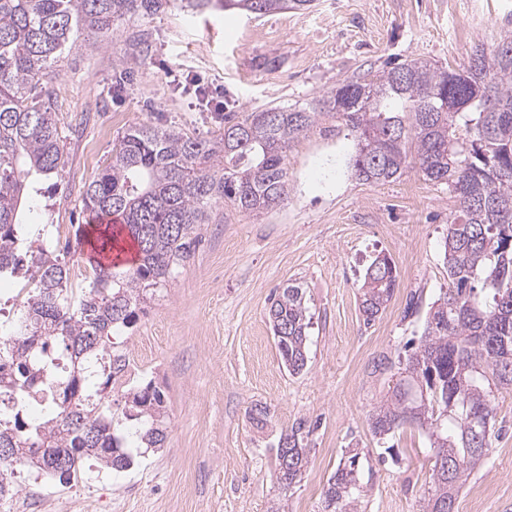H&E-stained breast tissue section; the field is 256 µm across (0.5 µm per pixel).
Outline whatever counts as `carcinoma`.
<instances>
[{
  "mask_svg": "<svg viewBox=\"0 0 512 512\" xmlns=\"http://www.w3.org/2000/svg\"><path fill=\"white\" fill-rule=\"evenodd\" d=\"M169 0H0V269L35 285L0 356V396L47 380L48 416L30 431L0 417V499L12 495L11 476L33 465L69 484L95 459L115 472L136 462L132 447L162 448L167 438L165 396L152 383L129 386V356L111 349L113 333L131 327L148 295L195 254L200 226L229 200L249 212L286 196L288 143L305 134L318 114L333 112L356 133L352 158L360 181L396 179L414 165L428 181L444 183L456 201L443 243L449 288L426 313L417 349L391 364L396 383L368 415L379 439L415 425L434 452L431 491L422 512L455 510L457 496L481 466L494 428L495 391L512 389V31L491 51L478 48L474 67L448 69L412 59L371 78L346 80L311 109L272 107L236 121L209 139L168 127L129 128L112 160L83 196L84 209L119 218L138 252L126 267L88 258L92 278L68 295L70 268L45 244L24 241L17 223L29 178H49L65 166L62 135L44 79L76 46L74 33H104L127 23L126 45L152 51L136 22ZM226 9L265 15L307 9L313 0H222ZM112 253V227L75 233L67 249H82L84 234ZM393 261L378 254L364 269L360 307L367 325L398 288ZM268 318L290 374L307 364L311 315L298 285L276 289ZM123 390V418L112 415L111 393ZM454 403V414L442 412ZM485 420L475 426L470 417ZM443 418L439 439L429 420ZM306 421L279 437L276 481L302 480L310 463ZM363 457L348 451L323 492L322 512H359L368 483Z\"/></svg>",
  "mask_w": 512,
  "mask_h": 512,
  "instance_id": "1",
  "label": "carcinoma"
}]
</instances>
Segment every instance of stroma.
<instances>
[{
  "mask_svg": "<svg viewBox=\"0 0 512 512\" xmlns=\"http://www.w3.org/2000/svg\"><path fill=\"white\" fill-rule=\"evenodd\" d=\"M153 51L143 57L114 30L97 47L87 35L55 67L56 120L66 166L23 195L17 218L70 239L88 224L82 194L136 124H166L209 138L214 112L195 107L167 67L195 77L225 111L309 107L346 80L387 63L425 59L456 69L477 46L512 29V0H315L306 10L261 17L241 11L187 12L170 0L142 20ZM277 58L268 69L264 59ZM355 135L321 114L287 149L288 196L249 213L232 203L202 225L194 257L156 289L136 324L115 336L131 359L130 381L153 383L166 402L164 448L116 473L88 462L81 486L17 473L15 501L0 512H321L322 492L344 452L363 449L373 470L363 512H419L431 488L433 451L408 425L390 438L397 457L368 426L385 394V363L407 355L424 316L405 317L410 296L429 307L448 287L443 243L455 199L415 168L368 183L349 170ZM392 259L399 287L372 324L359 311L360 277L371 257ZM303 288L312 316L308 365L289 374L268 321L280 287ZM268 407L253 426L249 411ZM496 433L482 466L462 488L457 512H512V391L494 401ZM306 421L311 463L295 487L279 489L271 446Z\"/></svg>",
  "mask_w": 512,
  "mask_h": 512,
  "instance_id": "obj_1",
  "label": "stroma"
}]
</instances>
